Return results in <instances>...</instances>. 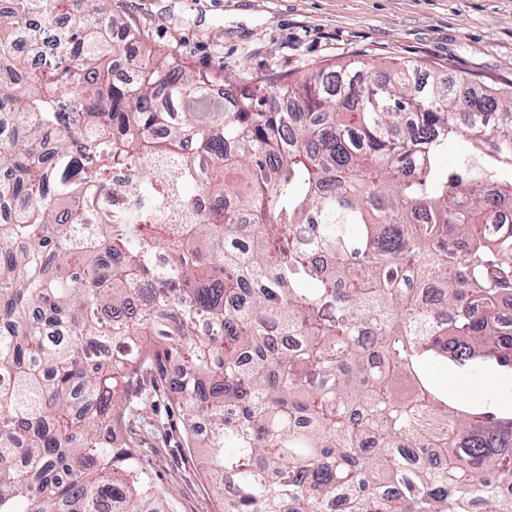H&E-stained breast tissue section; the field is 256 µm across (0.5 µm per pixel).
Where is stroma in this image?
Masks as SVG:
<instances>
[{
	"mask_svg": "<svg viewBox=\"0 0 512 512\" xmlns=\"http://www.w3.org/2000/svg\"><path fill=\"white\" fill-rule=\"evenodd\" d=\"M112 10L192 68L297 78L320 62L411 60L512 91V0H112ZM129 409L146 440L140 465L175 512H223L182 408L148 389Z\"/></svg>",
	"mask_w": 512,
	"mask_h": 512,
	"instance_id": "1",
	"label": "stroma"
}]
</instances>
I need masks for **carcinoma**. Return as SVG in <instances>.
<instances>
[{"mask_svg":"<svg viewBox=\"0 0 512 512\" xmlns=\"http://www.w3.org/2000/svg\"><path fill=\"white\" fill-rule=\"evenodd\" d=\"M422 72L191 70L110 0H11L0 512H172L125 406L152 372L224 512H512V411L448 391L512 382V94ZM459 386L457 389L467 390L475 400H482L483 398H500L504 394L499 391L498 383L494 387V378L487 372H480L471 376L458 377ZM494 388H489L487 384Z\"/></svg>","mask_w":512,"mask_h":512,"instance_id":"carcinoma-1","label":"carcinoma"}]
</instances>
